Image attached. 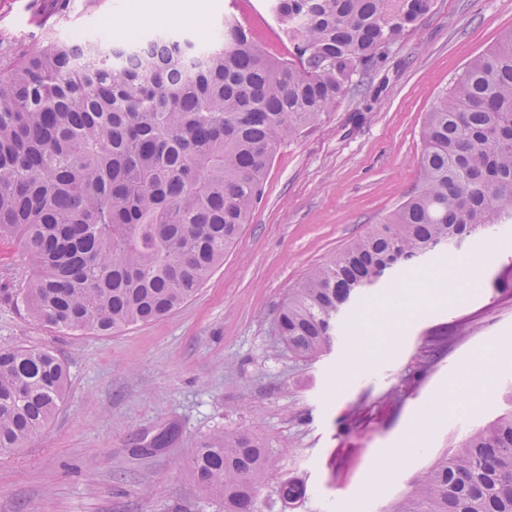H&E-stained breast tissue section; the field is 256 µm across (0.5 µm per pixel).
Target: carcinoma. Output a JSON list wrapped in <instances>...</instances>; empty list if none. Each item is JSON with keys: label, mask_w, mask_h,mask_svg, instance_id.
Wrapping results in <instances>:
<instances>
[{"label": "carcinoma", "mask_w": 512, "mask_h": 512, "mask_svg": "<svg viewBox=\"0 0 512 512\" xmlns=\"http://www.w3.org/2000/svg\"><path fill=\"white\" fill-rule=\"evenodd\" d=\"M288 53L227 16L223 37L145 43L48 35L0 65V238L29 272L16 303L48 327L104 336L193 299L249 223L285 138L319 124L434 0H275ZM419 184L315 266L277 310L288 353L329 352L336 320L387 271L512 222V31L472 59L420 131ZM65 363L0 346V450L25 448L64 401ZM265 445L220 432L182 475L265 512ZM384 512H512V408L438 456Z\"/></svg>", "instance_id": "cac0c4a2"}]
</instances>
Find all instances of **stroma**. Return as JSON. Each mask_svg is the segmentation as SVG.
<instances>
[{
  "mask_svg": "<svg viewBox=\"0 0 512 512\" xmlns=\"http://www.w3.org/2000/svg\"><path fill=\"white\" fill-rule=\"evenodd\" d=\"M43 0H0V39L36 44ZM71 0L73 26L138 42L159 30L206 35L226 0ZM512 29V0H435L360 91L286 139L250 224L196 297L153 323L98 336L58 331L0 297V346H48L68 386L53 422L0 453V512H222L179 466L225 429L261 437L275 465L258 487L273 512H383L446 449L507 409L512 223L390 271L316 361L289 355L276 312L308 272L379 223L417 186L426 112L464 65ZM446 297L434 301L435 289ZM167 434L166 448L145 445ZM299 485L287 501L284 482Z\"/></svg>",
  "mask_w": 512,
  "mask_h": 512,
  "instance_id": "obj_1",
  "label": "stroma"
}]
</instances>
